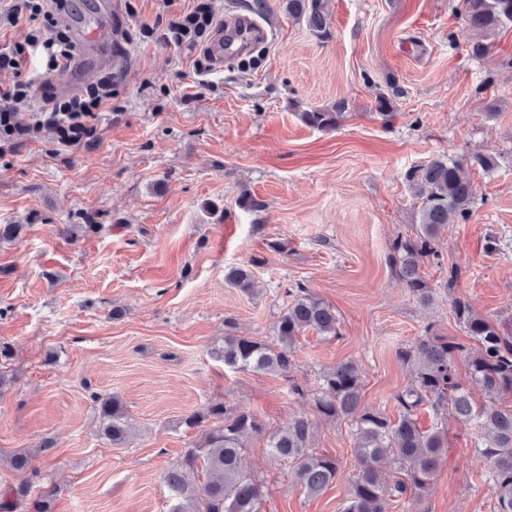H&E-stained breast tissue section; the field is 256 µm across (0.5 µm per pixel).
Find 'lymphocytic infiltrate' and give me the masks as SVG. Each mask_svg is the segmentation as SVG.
<instances>
[{"instance_id": "f902f5d3", "label": "lymphocytic infiltrate", "mask_w": 512, "mask_h": 512, "mask_svg": "<svg viewBox=\"0 0 512 512\" xmlns=\"http://www.w3.org/2000/svg\"><path fill=\"white\" fill-rule=\"evenodd\" d=\"M64 8L66 0H12L7 17H27L34 27L22 43L0 45V144L21 138H35L42 130H50L57 142L66 147L81 144L95 136L97 114L112 103V77L103 75L87 84L84 91L73 95L47 97L46 108L31 126L14 121L18 105L30 102L46 84L28 68L32 57L45 60L46 74L66 72L75 62L76 44L65 34L52 31L48 22V4ZM217 27L214 12L205 0H198L178 17L169 20L167 30L179 45L197 47Z\"/></svg>"}]
</instances>
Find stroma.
Masks as SVG:
<instances>
[{"label":"stroma","mask_w":512,"mask_h":512,"mask_svg":"<svg viewBox=\"0 0 512 512\" xmlns=\"http://www.w3.org/2000/svg\"><path fill=\"white\" fill-rule=\"evenodd\" d=\"M191 3L120 0L110 36L82 42L88 64L102 53L116 61L96 141L66 148L44 131L0 151V224L22 227L0 242V344L13 351L0 362V491L23 483L5 458L25 449L42 489L57 490L53 512H170L163 472L198 438L184 420L222 402L266 426L246 451L264 482L261 512H340L359 470L355 426L318 411L321 374L356 364L364 406L394 420L410 378L399 350L428 331L467 340L454 296L512 335V29L474 59L452 0H326L327 40L292 19L286 0H266L259 19L272 37L202 78L199 50L165 36ZM383 91L388 122L376 113ZM341 102L348 115L335 131L298 117ZM487 150L500 164L471 171L477 203L437 239L440 263L422 267L435 300L422 305L388 260L418 222L406 175ZM244 195L256 208L240 206ZM89 218L95 230H83ZM233 266L254 272L256 293L225 283ZM299 283L335 307L339 335L298 336L287 376L211 356L228 320L236 335L275 342ZM94 391L124 404L126 445L100 436ZM298 417L312 447L339 462L315 497L267 448L268 432ZM476 438L449 420L448 459L423 503L391 512H494L487 469L470 460Z\"/></svg>","instance_id":"1"}]
</instances>
